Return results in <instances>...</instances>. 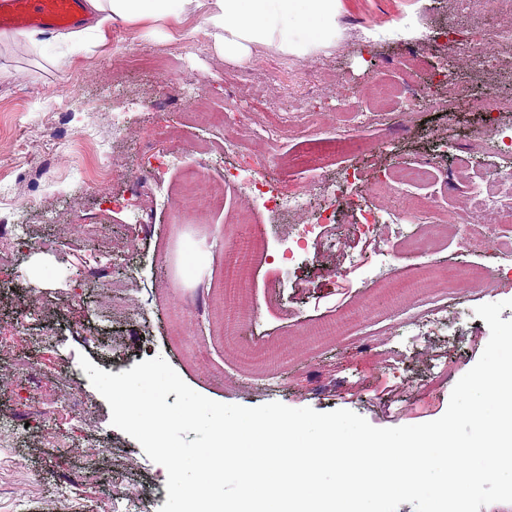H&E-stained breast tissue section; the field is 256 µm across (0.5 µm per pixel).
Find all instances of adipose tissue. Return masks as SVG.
<instances>
[{
    "mask_svg": "<svg viewBox=\"0 0 512 512\" xmlns=\"http://www.w3.org/2000/svg\"><path fill=\"white\" fill-rule=\"evenodd\" d=\"M100 22L165 19L188 9L215 47L233 60L278 43L296 55L336 39L337 0H87Z\"/></svg>",
    "mask_w": 512,
    "mask_h": 512,
    "instance_id": "ef3b65f1",
    "label": "adipose tissue"
}]
</instances>
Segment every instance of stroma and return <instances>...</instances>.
I'll list each match as a JSON object with an SVG mask.
<instances>
[{"instance_id":"stroma-1","label":"stroma","mask_w":512,"mask_h":512,"mask_svg":"<svg viewBox=\"0 0 512 512\" xmlns=\"http://www.w3.org/2000/svg\"><path fill=\"white\" fill-rule=\"evenodd\" d=\"M400 16L418 19L430 72L442 62L445 30L497 21L489 9L449 14L445 0H339V34L316 54H287L271 44L239 62L211 46L199 55H175L200 35L196 14L188 12L162 22L112 23L67 43L39 31L0 33V418L18 429L11 446H0V512H112L115 480L126 474L150 490L149 512L166 503L163 467L150 466L140 444L112 426L108 403L79 366L82 355L112 374L163 357L191 389L224 404L346 409L378 428L444 415L454 386L490 338L475 308L507 300L511 306L501 317L512 320V280L500 277L498 252L453 242V224L426 225L440 236L431 263L451 269L478 263L487 281L479 291L461 289L453 324L432 331L416 351L406 348L401 330L415 304L393 305L372 294L365 278L379 268L382 253L394 251L398 231L385 226L367 237L346 208L287 265L278 253L283 225L255 211L254 229L270 259L251 268L239 303L227 307L214 298L245 199L224 182V169L234 162L224 153L225 137L245 141L253 161L272 150L291 154L329 134L360 136L347 113L336 111L338 102L353 100L378 69L393 83L419 82L404 66L410 40L386 35ZM354 24L376 26L382 35L344 51ZM119 34L137 49L130 59L113 56ZM318 57L335 73L328 86L289 94L264 77L276 70L291 80L293 68ZM184 74L200 90L189 102L173 99L169 88L170 78ZM232 99L247 110L241 123L213 124L211 115ZM264 100L290 119L280 143L263 130ZM412 108L416 132L378 134L379 149L337 158L328 177L355 168L367 203L380 208V184L394 182L393 163L431 158L439 176L416 194L434 197L457 223H469L459 200L460 159L487 182L496 180L500 166L493 144L469 134L483 114L461 107L454 147L437 158L426 133L440 123V113L421 98ZM64 109L72 112L73 126L93 130L73 156L51 146ZM124 109L129 128L113 136L112 115ZM148 146L201 169L223 205L180 220L184 173L177 167L165 174L169 201L160 203L142 170ZM104 151L115 158L117 172L108 183L90 185L85 175ZM133 189L141 204L136 220L110 203ZM15 224L24 227L23 243L11 240ZM339 269L347 278L336 277ZM346 314L352 320L330 346L310 343L306 327ZM59 482L76 485L73 503L54 498Z\"/></svg>"}]
</instances>
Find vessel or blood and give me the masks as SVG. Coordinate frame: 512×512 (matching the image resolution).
Listing matches in <instances>:
<instances>
[{"mask_svg": "<svg viewBox=\"0 0 512 512\" xmlns=\"http://www.w3.org/2000/svg\"><path fill=\"white\" fill-rule=\"evenodd\" d=\"M84 0H0V33L78 25Z\"/></svg>", "mask_w": 512, "mask_h": 512, "instance_id": "obj_1", "label": "vessel or blood"}]
</instances>
